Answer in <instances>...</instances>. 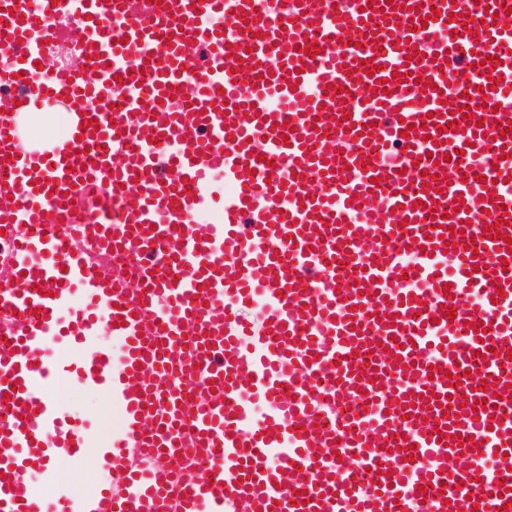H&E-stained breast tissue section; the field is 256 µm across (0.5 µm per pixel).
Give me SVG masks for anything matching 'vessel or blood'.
Wrapping results in <instances>:
<instances>
[{"label": "vessel or blood", "instance_id": "1", "mask_svg": "<svg viewBox=\"0 0 512 512\" xmlns=\"http://www.w3.org/2000/svg\"><path fill=\"white\" fill-rule=\"evenodd\" d=\"M474 3L0 0V512H512V0ZM63 373L122 415L76 510L27 477L85 454Z\"/></svg>", "mask_w": 512, "mask_h": 512}]
</instances>
